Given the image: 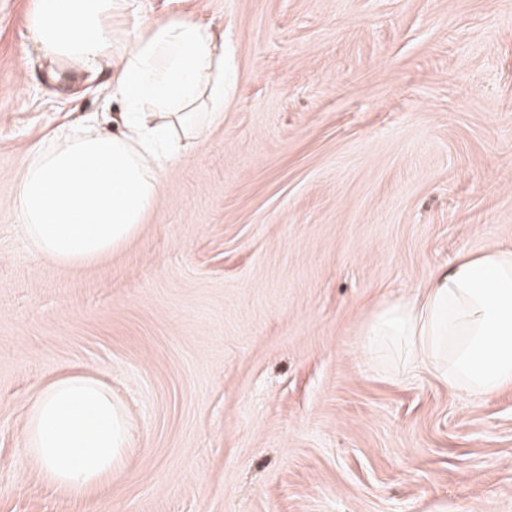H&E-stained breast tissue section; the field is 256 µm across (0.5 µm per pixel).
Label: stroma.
I'll use <instances>...</instances> for the list:
<instances>
[{"instance_id":"35a3bbf8","label":"stroma","mask_w":512,"mask_h":512,"mask_svg":"<svg viewBox=\"0 0 512 512\" xmlns=\"http://www.w3.org/2000/svg\"><path fill=\"white\" fill-rule=\"evenodd\" d=\"M0 0V512H93L23 451L33 388L102 374L111 512H512V386L374 364L363 326L512 248V0H127L224 47V110L125 248L56 268L14 210L25 154L106 103Z\"/></svg>"}]
</instances>
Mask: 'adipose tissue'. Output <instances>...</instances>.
I'll return each instance as SVG.
<instances>
[{
    "label": "adipose tissue",
    "mask_w": 512,
    "mask_h": 512,
    "mask_svg": "<svg viewBox=\"0 0 512 512\" xmlns=\"http://www.w3.org/2000/svg\"><path fill=\"white\" fill-rule=\"evenodd\" d=\"M124 0H31L27 29L38 50L76 67L113 63L114 131L98 122L62 130L32 149L17 175L15 211L32 248L77 267L124 247L178 161L224 110V55L199 23L173 18L118 38ZM205 114H198V105ZM364 346L408 371L426 366L449 392L488 395L512 384V249L489 248L437 269L422 293L381 303ZM127 445L112 391L68 372L30 398L24 452L45 480L81 496L111 479Z\"/></svg>",
    "instance_id": "obj_1"
}]
</instances>
